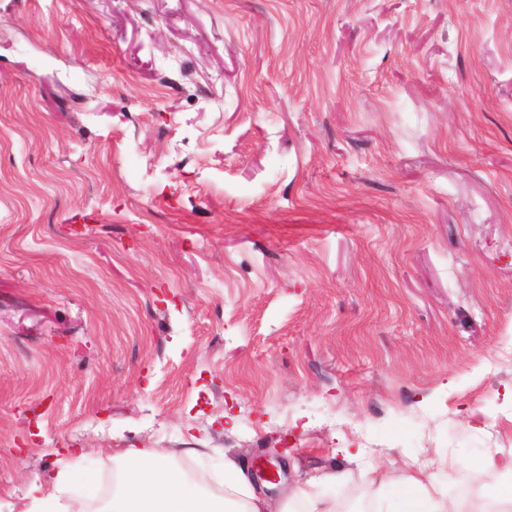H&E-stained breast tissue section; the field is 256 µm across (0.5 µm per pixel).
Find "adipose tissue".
<instances>
[{
  "label": "adipose tissue",
  "instance_id": "1",
  "mask_svg": "<svg viewBox=\"0 0 512 512\" xmlns=\"http://www.w3.org/2000/svg\"><path fill=\"white\" fill-rule=\"evenodd\" d=\"M132 467L105 512H265L266 502L249 484L244 468L224 464V495L208 498L189 489L185 476L159 451L126 449ZM387 485L405 490L401 512H470L467 505L438 487H425L420 475L386 476Z\"/></svg>",
  "mask_w": 512,
  "mask_h": 512
}]
</instances>
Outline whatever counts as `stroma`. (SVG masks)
Listing matches in <instances>:
<instances>
[{
	"mask_svg": "<svg viewBox=\"0 0 512 512\" xmlns=\"http://www.w3.org/2000/svg\"><path fill=\"white\" fill-rule=\"evenodd\" d=\"M504 344L512 0H0V512L125 448L483 505ZM421 477L407 471L385 477L383 483L407 492L402 501V510L399 512H473L467 505L454 497H449L433 483H430V489H427Z\"/></svg>",
	"mask_w": 512,
	"mask_h": 512,
	"instance_id": "35a3bbf8",
	"label": "stroma"
}]
</instances>
